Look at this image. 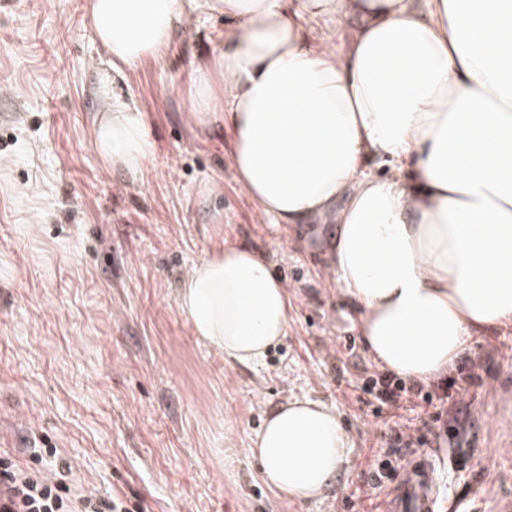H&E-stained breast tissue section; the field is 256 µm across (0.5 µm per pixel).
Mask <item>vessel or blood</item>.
Returning a JSON list of instances; mask_svg holds the SVG:
<instances>
[{
  "mask_svg": "<svg viewBox=\"0 0 512 512\" xmlns=\"http://www.w3.org/2000/svg\"><path fill=\"white\" fill-rule=\"evenodd\" d=\"M440 480L431 452L414 457L390 492L388 512H438Z\"/></svg>",
  "mask_w": 512,
  "mask_h": 512,
  "instance_id": "1",
  "label": "vessel or blood"
}]
</instances>
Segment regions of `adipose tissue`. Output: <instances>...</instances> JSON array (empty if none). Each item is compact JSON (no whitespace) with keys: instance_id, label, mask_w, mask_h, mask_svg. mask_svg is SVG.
<instances>
[{"instance_id":"adipose-tissue-1","label":"adipose tissue","mask_w":512,"mask_h":512,"mask_svg":"<svg viewBox=\"0 0 512 512\" xmlns=\"http://www.w3.org/2000/svg\"><path fill=\"white\" fill-rule=\"evenodd\" d=\"M101 59L104 163L139 177L157 144L142 107L112 90L166 61L186 15L230 23L192 63L198 125L231 136L241 190L273 223L335 221L326 272L369 355L408 381L445 377L484 333L512 326V0H86ZM353 18L348 43H314ZM179 312L225 362L253 366L288 334L268 259L212 249L181 281ZM248 453L277 496H322L350 458L336 412L280 405Z\"/></svg>"}]
</instances>
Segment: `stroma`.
Instances as JSON below:
<instances>
[{
    "label": "stroma",
    "instance_id": "1",
    "mask_svg": "<svg viewBox=\"0 0 512 512\" xmlns=\"http://www.w3.org/2000/svg\"><path fill=\"white\" fill-rule=\"evenodd\" d=\"M83 6L0 0V453L57 449L84 487L150 512H377L403 478V430L436 451L441 512H496L512 477V390L497 381L512 326L475 340L480 380L439 422L414 391L380 404L364 386L382 371L324 274L335 225L271 223L233 178L226 131L189 117L180 88L223 17L191 18L168 62L118 80L158 147L134 180L92 144L100 59ZM226 241L265 255L290 293L288 334L260 366L225 363L176 307L181 278ZM296 397L334 408L352 450L305 502L269 490L246 452Z\"/></svg>",
    "mask_w": 512,
    "mask_h": 512
}]
</instances>
